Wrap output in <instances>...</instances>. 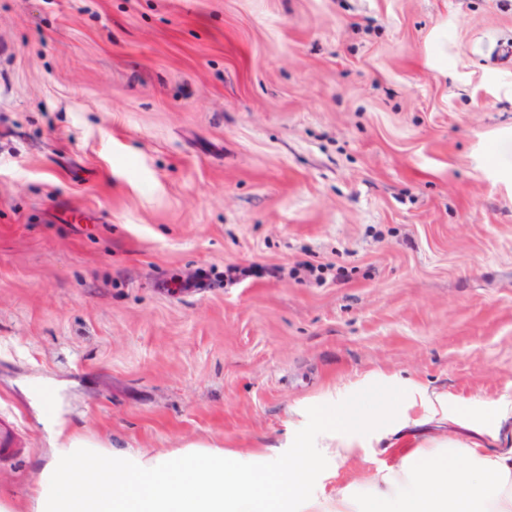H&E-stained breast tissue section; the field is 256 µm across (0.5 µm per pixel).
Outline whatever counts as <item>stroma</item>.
<instances>
[{"label":"stroma","instance_id":"35a3bbf8","mask_svg":"<svg viewBox=\"0 0 512 512\" xmlns=\"http://www.w3.org/2000/svg\"><path fill=\"white\" fill-rule=\"evenodd\" d=\"M507 45L512 0H0V496L30 512L42 392L146 451L282 441L367 379L447 392L328 492L474 440L512 401Z\"/></svg>","mask_w":512,"mask_h":512}]
</instances>
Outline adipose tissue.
Masks as SVG:
<instances>
[{"instance_id": "adipose-tissue-1", "label": "adipose tissue", "mask_w": 512, "mask_h": 512, "mask_svg": "<svg viewBox=\"0 0 512 512\" xmlns=\"http://www.w3.org/2000/svg\"><path fill=\"white\" fill-rule=\"evenodd\" d=\"M455 413L439 390L365 380L300 410L281 445L146 454L69 435L39 463L32 512H512V445L500 435L512 403L479 419L488 445L433 436L356 491L316 490L320 473L365 448Z\"/></svg>"}]
</instances>
